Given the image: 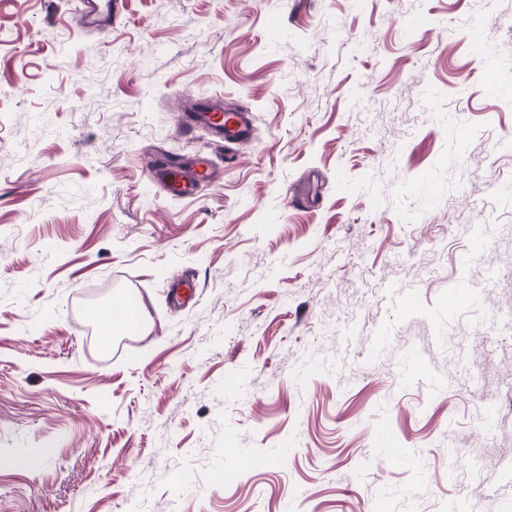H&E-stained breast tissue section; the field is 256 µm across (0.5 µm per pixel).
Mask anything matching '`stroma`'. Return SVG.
<instances>
[{
    "label": "stroma",
    "instance_id": "obj_1",
    "mask_svg": "<svg viewBox=\"0 0 512 512\" xmlns=\"http://www.w3.org/2000/svg\"><path fill=\"white\" fill-rule=\"evenodd\" d=\"M510 132L512 0H0V512H512ZM79 14L86 28L106 31L124 7L122 0H79ZM179 122L186 130L206 127L217 143L226 150H233L250 137L252 114L226 111L224 98L216 95L200 102L194 112L180 116ZM215 173L210 159L199 156L191 161L157 165L151 177L167 195L182 198L192 195L200 181L213 178Z\"/></svg>",
    "mask_w": 512,
    "mask_h": 512
}]
</instances>
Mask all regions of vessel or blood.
Listing matches in <instances>:
<instances>
[{"instance_id": "obj_1", "label": "vessel or blood", "mask_w": 512, "mask_h": 512, "mask_svg": "<svg viewBox=\"0 0 512 512\" xmlns=\"http://www.w3.org/2000/svg\"><path fill=\"white\" fill-rule=\"evenodd\" d=\"M123 7V0H79L78 10L85 27L104 31L111 27ZM179 122L187 130L200 126L207 128L217 143L231 150L249 138L252 115L245 111L225 110L223 97L216 95L200 102L194 111L180 116ZM214 175L210 159L204 156L158 165L151 172L155 184L167 195L178 198L192 195L200 181Z\"/></svg>"}]
</instances>
